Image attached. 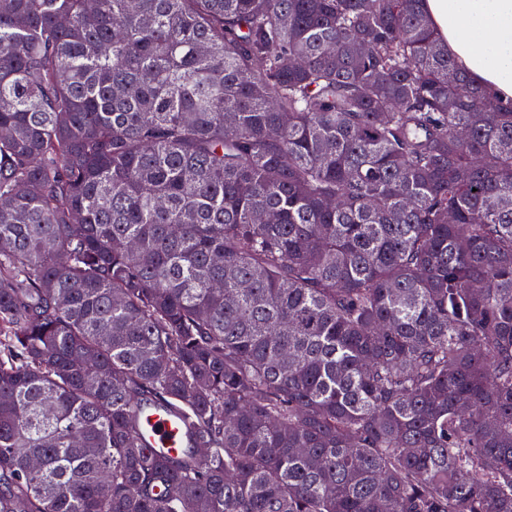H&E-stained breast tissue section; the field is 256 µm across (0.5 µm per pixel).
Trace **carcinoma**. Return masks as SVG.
<instances>
[{"label": "carcinoma", "mask_w": 512, "mask_h": 512, "mask_svg": "<svg viewBox=\"0 0 512 512\" xmlns=\"http://www.w3.org/2000/svg\"><path fill=\"white\" fill-rule=\"evenodd\" d=\"M421 2L0 0V512H512V105ZM134 412L142 421L150 448L180 451L190 446L188 434L180 428L170 413L150 404H138Z\"/></svg>", "instance_id": "cac0c4a2"}]
</instances>
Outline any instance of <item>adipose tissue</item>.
Here are the masks:
<instances>
[{
	"label": "adipose tissue",
	"instance_id": "1",
	"mask_svg": "<svg viewBox=\"0 0 512 512\" xmlns=\"http://www.w3.org/2000/svg\"><path fill=\"white\" fill-rule=\"evenodd\" d=\"M422 8L457 67L512 101V0H422Z\"/></svg>",
	"mask_w": 512,
	"mask_h": 512
}]
</instances>
